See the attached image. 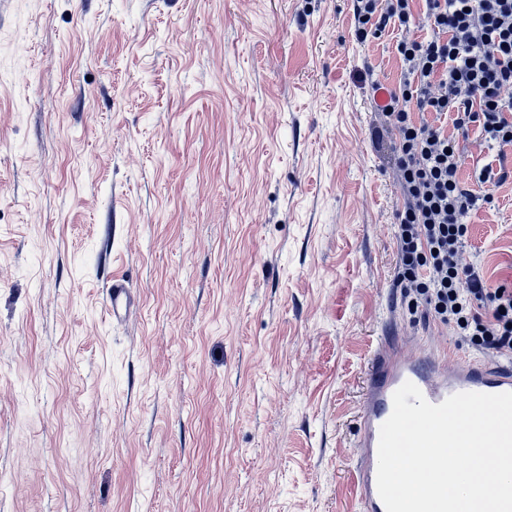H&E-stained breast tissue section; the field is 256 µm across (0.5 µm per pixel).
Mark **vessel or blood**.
<instances>
[{
    "instance_id": "obj_1",
    "label": "vessel or blood",
    "mask_w": 512,
    "mask_h": 512,
    "mask_svg": "<svg viewBox=\"0 0 512 512\" xmlns=\"http://www.w3.org/2000/svg\"><path fill=\"white\" fill-rule=\"evenodd\" d=\"M113 322H126L136 307L128 280L113 279L108 291ZM415 384L427 401L443 402L461 392H512V367L492 366L480 359L448 361L445 354L417 336L379 339L370 358L369 388L360 415L351 473L358 512H386L377 489L380 428L393 410V394L405 382Z\"/></svg>"
}]
</instances>
